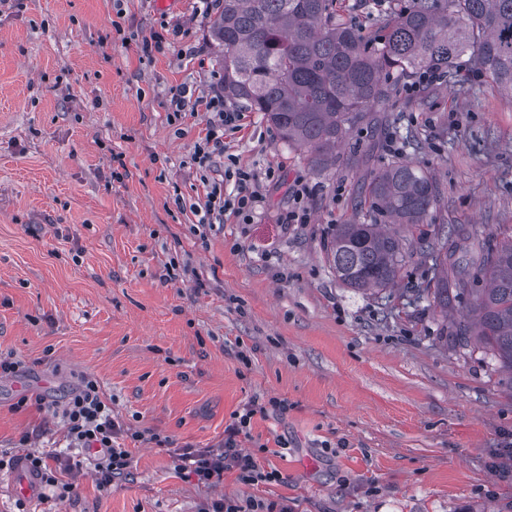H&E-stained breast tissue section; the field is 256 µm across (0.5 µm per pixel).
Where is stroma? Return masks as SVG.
<instances>
[{
	"label": "stroma",
	"instance_id": "obj_1",
	"mask_svg": "<svg viewBox=\"0 0 512 512\" xmlns=\"http://www.w3.org/2000/svg\"><path fill=\"white\" fill-rule=\"evenodd\" d=\"M199 7L0 0V357L24 364L0 381V452L57 457L75 486L64 502L50 486L35 500L2 493L0 512H202L225 496L296 512H512V394L489 355L446 343L459 304L415 299L430 260L414 256L377 294L343 286L327 259L334 225L362 218L391 139L441 186L438 223L511 234L512 99L468 72L402 91L338 147L357 146L356 165L319 175L262 113L225 98L242 120L220 164L260 173L263 209L257 223L202 235L192 155L207 114L169 109L180 86L224 88ZM300 183L309 221L282 223ZM85 375L127 425L178 446L223 442L252 397L287 399L285 414L255 417L245 445L281 482L228 471L204 486L145 443L129 476L102 490L59 419L16 406L24 394L61 402Z\"/></svg>",
	"mask_w": 512,
	"mask_h": 512
}]
</instances>
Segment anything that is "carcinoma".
<instances>
[{
  "mask_svg": "<svg viewBox=\"0 0 512 512\" xmlns=\"http://www.w3.org/2000/svg\"><path fill=\"white\" fill-rule=\"evenodd\" d=\"M218 2L210 34L224 49V93L263 113L320 172L336 165L338 143L376 119L377 103L424 73L446 84L464 67L512 99V0H393L376 30L347 23L336 0ZM441 195L422 167L382 164L365 188L364 219L335 225L330 263L344 286L382 291L413 253L431 255L438 274L423 292L445 313L450 293L469 304L452 335L490 352L512 395V236L491 245L472 225L439 224L407 243L382 228L428 223Z\"/></svg>",
  "mask_w": 512,
  "mask_h": 512,
  "instance_id": "obj_1",
  "label": "carcinoma"
}]
</instances>
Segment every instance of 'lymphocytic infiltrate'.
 I'll return each instance as SVG.
<instances>
[{
    "instance_id": "obj_1",
    "label": "lymphocytic infiltrate",
    "mask_w": 512,
    "mask_h": 512,
    "mask_svg": "<svg viewBox=\"0 0 512 512\" xmlns=\"http://www.w3.org/2000/svg\"><path fill=\"white\" fill-rule=\"evenodd\" d=\"M170 105L174 116L197 112L205 108L208 119L206 133L194 147V158L202 171L200 181L205 190V203L199 227L207 228L223 223L225 215H232L238 223H253L259 207L260 196L255 189L258 175L254 169L238 167L225 170L223 180L211 177L214 157L224 153V128L236 121L237 115L225 111L221 97L210 99L194 95L188 87H180L171 96ZM232 182V190H225V182ZM287 400L271 397L252 398L243 408L231 416L224 430L223 442L214 448H196L184 445L174 449L179 469L196 477L205 485L220 483L225 472L234 470L240 481L246 484L271 485L281 480L275 469H264L253 454L242 452V442L252 438V421L255 416L267 417L285 413ZM66 429V437L73 447L96 452L99 461L95 470L99 485L109 488L113 479L123 476L131 465L129 444L149 441L157 446H168L169 438L133 430L115 418L112 409L101 397L98 380L83 376L60 405L55 409Z\"/></svg>"
}]
</instances>
